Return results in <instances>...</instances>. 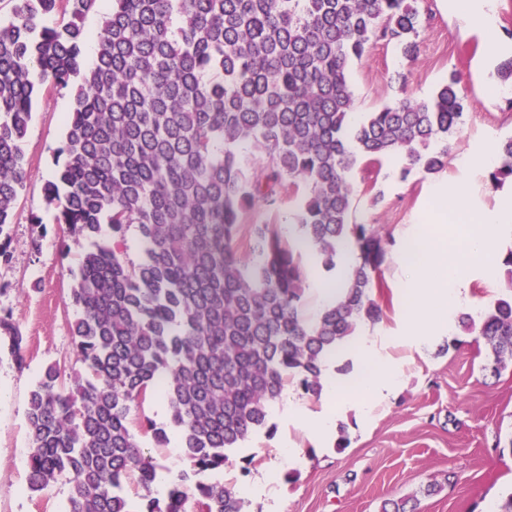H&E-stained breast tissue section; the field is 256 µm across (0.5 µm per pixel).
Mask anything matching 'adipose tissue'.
Masks as SVG:
<instances>
[{
  "instance_id": "1",
  "label": "adipose tissue",
  "mask_w": 512,
  "mask_h": 512,
  "mask_svg": "<svg viewBox=\"0 0 512 512\" xmlns=\"http://www.w3.org/2000/svg\"><path fill=\"white\" fill-rule=\"evenodd\" d=\"M444 7L464 29L483 33L485 57L492 59L506 52V45L496 36L497 0H445ZM434 200L420 225L405 233L398 255L399 266L406 274L402 284L405 317L416 332L445 323L449 304L468 302L470 264L474 258L493 251L498 226L505 217L501 210L470 211L463 191L449 189L444 183L437 186ZM354 354L357 370L351 377L324 379L321 398L328 403V410L318 415L301 414L309 434L330 432L346 405L369 408L387 402L394 394L397 368L363 345L356 347Z\"/></svg>"
}]
</instances>
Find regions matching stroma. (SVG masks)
<instances>
[{"instance_id":"stroma-1","label":"stroma","mask_w":512,"mask_h":512,"mask_svg":"<svg viewBox=\"0 0 512 512\" xmlns=\"http://www.w3.org/2000/svg\"><path fill=\"white\" fill-rule=\"evenodd\" d=\"M419 10L424 30L415 61L405 60L394 44L381 40L349 65L355 111L361 117L404 91L429 97L452 72L466 100L462 130L449 140L446 170L426 174L415 169L403 179L399 165L386 159L358 165L353 172V216L377 229L391 255L372 290L383 316L363 326L360 334L381 358L396 363L399 386L389 402L365 411L354 405L343 409L338 423L348 440L344 448L338 447L337 435L314 440L289 420V406L317 413L325 404L287 386L272 409L269 429L255 432L230 452V467L192 477L196 483L235 480L245 512H264L269 506L274 512H380L384 500L413 495L419 498L417 512H483L486 500L498 501L512 492V451L496 448L498 441L512 438V369L498 376L484 370L485 349L456 325L461 309L455 305L448 309L447 330L411 341L405 334L402 273L395 261L402 235L417 224L437 184L465 188L477 211L498 210L512 196V185L493 187L486 168L463 163L486 145L512 137V84H499V94L486 95L485 83L499 82L495 68L482 66V36L462 31L439 0H420ZM399 73L408 74L407 89L396 82ZM74 107L72 91L50 87L43 88L36 102L22 143L28 176L9 231L10 260L0 263V310L10 312L21 332L25 359L20 367L8 351L0 352V512H65L73 491L67 477L43 491L29 490L26 408L29 391L49 363L62 362L70 373L87 370L71 348L76 312L69 291L88 243L60 236L57 211L44 199V186L54 175V153L64 142ZM301 196L295 189L285 192L274 206H256L245 221L275 222L290 246L299 249L293 214ZM511 251L508 222L499 227L494 256L473 268L468 310L512 295L502 265ZM164 405L155 396L132 406V428L166 472L180 473L189 464L184 455L172 452L180 443L178 435H171L169 446L156 448L143 434L144 420L168 424ZM294 447L304 451L294 466L295 479H288L286 470L273 471L265 494H253L256 474L271 469L281 449ZM433 480L442 482V490L422 495Z\"/></svg>"}]
</instances>
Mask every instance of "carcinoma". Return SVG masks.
<instances>
[{
    "instance_id": "1",
    "label": "carcinoma",
    "mask_w": 512,
    "mask_h": 512,
    "mask_svg": "<svg viewBox=\"0 0 512 512\" xmlns=\"http://www.w3.org/2000/svg\"><path fill=\"white\" fill-rule=\"evenodd\" d=\"M0 17V260L27 179L22 149L40 87L75 92L45 197L60 230L89 242L70 300L73 352L89 370L66 385L46 367L29 393L28 488L74 482L66 512H243L234 482L189 486L180 474L154 496L159 466L130 431L131 405L152 391L194 472L224 469L227 451L267 427L286 384L313 397L336 346L382 319L371 296L386 259L378 232L353 219L351 173L398 155L407 175L448 166L465 98L451 74L430 99L405 95L349 122L348 65L373 41L417 57L418 0H112L85 65L81 22L98 0H9ZM62 25L45 21L58 11ZM263 156L247 165L245 146ZM494 187L512 182V138L496 145ZM305 184L296 223L326 271L357 249L332 304L304 315V272L275 224L244 213ZM140 234L142 257L124 238ZM248 234V256L240 255ZM458 327L483 341L493 372L512 366V295ZM17 364L23 337L0 316ZM138 474L137 510L124 481ZM387 499L380 512H416Z\"/></svg>"
}]
</instances>
